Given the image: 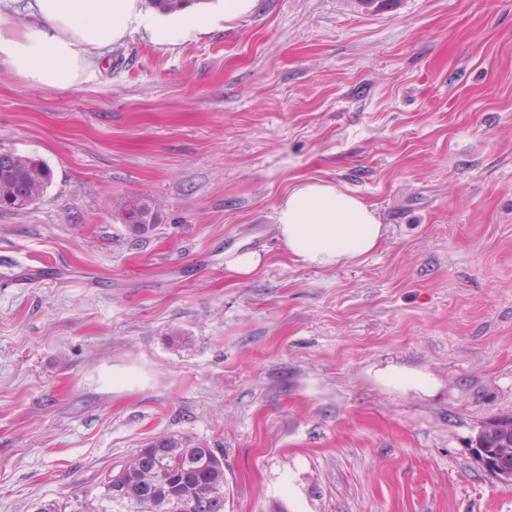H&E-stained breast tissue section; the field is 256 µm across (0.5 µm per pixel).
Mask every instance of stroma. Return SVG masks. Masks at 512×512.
I'll list each match as a JSON object with an SVG mask.
<instances>
[{"instance_id":"1","label":"stroma","mask_w":512,"mask_h":512,"mask_svg":"<svg viewBox=\"0 0 512 512\" xmlns=\"http://www.w3.org/2000/svg\"><path fill=\"white\" fill-rule=\"evenodd\" d=\"M0 151L53 171L0 210V512L167 434L223 452L225 512H512L470 451L512 414V0H254L67 89L1 63ZM307 178L379 208L377 251L288 260ZM121 219L133 234L147 230L149 224H154L156 215L148 204H129L122 210ZM261 257L254 252H244L234 255L227 263V271L230 274L246 276L251 274L260 264Z\"/></svg>"}]
</instances>
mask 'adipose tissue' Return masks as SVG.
<instances>
[{
    "mask_svg": "<svg viewBox=\"0 0 512 512\" xmlns=\"http://www.w3.org/2000/svg\"><path fill=\"white\" fill-rule=\"evenodd\" d=\"M27 23L16 25L17 14ZM208 6L145 15L140 0H0V63L31 84L65 89L92 76L104 49L144 29L165 43L206 27ZM281 246L297 266L331 269L357 262L382 243L376 205L316 178L291 185L275 208Z\"/></svg>",
    "mask_w": 512,
    "mask_h": 512,
    "instance_id": "adipose-tissue-1",
    "label": "adipose tissue"
}]
</instances>
